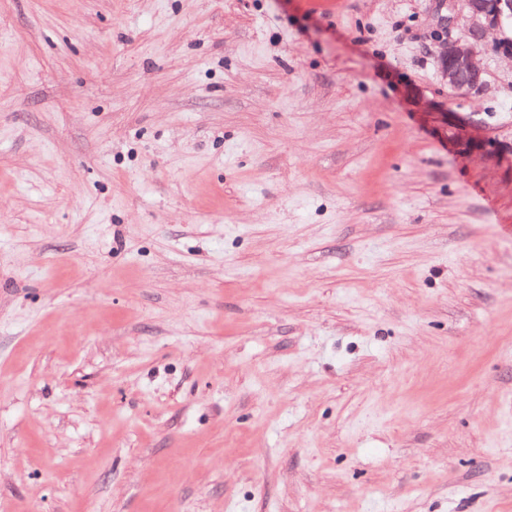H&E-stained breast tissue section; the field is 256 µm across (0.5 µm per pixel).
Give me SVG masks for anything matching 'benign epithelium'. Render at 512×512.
I'll list each match as a JSON object with an SVG mask.
<instances>
[{
	"mask_svg": "<svg viewBox=\"0 0 512 512\" xmlns=\"http://www.w3.org/2000/svg\"><path fill=\"white\" fill-rule=\"evenodd\" d=\"M469 18L462 35L437 43L442 78L454 92H471L485 86L478 48L495 27L512 26V0H461Z\"/></svg>",
	"mask_w": 512,
	"mask_h": 512,
	"instance_id": "obj_1",
	"label": "benign epithelium"
}]
</instances>
